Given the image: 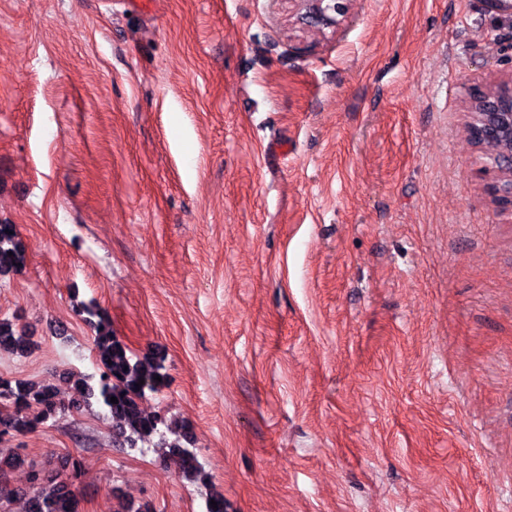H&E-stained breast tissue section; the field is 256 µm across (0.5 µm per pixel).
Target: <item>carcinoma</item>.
Here are the masks:
<instances>
[{
	"instance_id": "obj_1",
	"label": "carcinoma",
	"mask_w": 512,
	"mask_h": 512,
	"mask_svg": "<svg viewBox=\"0 0 512 512\" xmlns=\"http://www.w3.org/2000/svg\"><path fill=\"white\" fill-rule=\"evenodd\" d=\"M14 225L0 224V275L19 269L25 253ZM78 313L97 318L93 345L100 365L99 379L81 373L69 374L72 395L68 403L60 399L57 386L49 381L0 379V436L26 434L46 421L70 411H82L97 404L112 420L113 435L124 445L135 449L151 444L164 449L163 457L188 479H206L195 452L186 447L189 427L159 412L142 407L149 393L168 385L161 360L156 356L135 355L128 346L113 336L106 317L96 306L81 304ZM33 337L16 329L8 320H0V350L20 354L32 344ZM161 377V381L154 377ZM115 397L118 403L110 402ZM80 463L71 461L64 476L48 479L38 471H30L32 491L25 498V512H81V499L73 490L80 476Z\"/></svg>"
}]
</instances>
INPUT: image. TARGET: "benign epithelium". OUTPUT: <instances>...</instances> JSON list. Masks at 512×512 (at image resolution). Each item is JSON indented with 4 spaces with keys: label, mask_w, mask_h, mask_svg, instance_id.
Segmentation results:
<instances>
[{
    "label": "benign epithelium",
    "mask_w": 512,
    "mask_h": 512,
    "mask_svg": "<svg viewBox=\"0 0 512 512\" xmlns=\"http://www.w3.org/2000/svg\"><path fill=\"white\" fill-rule=\"evenodd\" d=\"M348 8L334 0H288V30L325 33L336 30ZM468 129L476 147L485 140H497L504 153L512 155V80L474 94L465 104ZM496 172L493 201L512 210V163L504 164L492 157Z\"/></svg>",
    "instance_id": "7a95c632"
}]
</instances>
